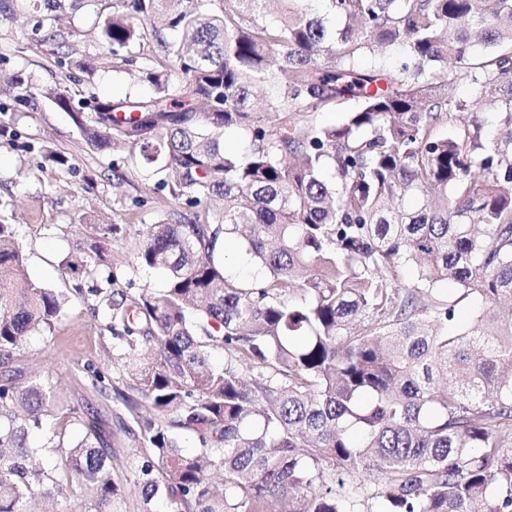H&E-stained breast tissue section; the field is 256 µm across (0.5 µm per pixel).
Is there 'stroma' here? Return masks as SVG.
Instances as JSON below:
<instances>
[{
  "label": "stroma",
  "mask_w": 512,
  "mask_h": 512,
  "mask_svg": "<svg viewBox=\"0 0 512 512\" xmlns=\"http://www.w3.org/2000/svg\"><path fill=\"white\" fill-rule=\"evenodd\" d=\"M120 7L119 0H85L57 19L28 0H0V124L10 130L0 137V222L15 225L30 277L63 295L78 283L99 284L112 264L139 288H159L164 281L162 271L136 266L135 256L145 226L170 210L169 196L136 168L130 149L122 154L127 179L114 184L111 155L90 150L67 112L28 96L29 88L49 86L88 111L97 98L148 94L134 67L116 64L95 30L96 19ZM60 38L75 48V59L61 57ZM78 59L89 62V69L75 67ZM47 148L67 155L70 171L41 168ZM94 244L104 257L97 274L69 272L66 259L84 256ZM110 346L103 320L92 318L78 301L57 323L53 338L28 342L13 376L24 387L40 374L56 384L64 403L88 398L107 416L112 401L89 397L74 373L87 363L109 365Z\"/></svg>",
  "instance_id": "35a3bbf8"
}]
</instances>
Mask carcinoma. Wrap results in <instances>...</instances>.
Returning <instances> with one entry per match:
<instances>
[{
    "instance_id": "obj_1",
    "label": "carcinoma",
    "mask_w": 512,
    "mask_h": 512,
    "mask_svg": "<svg viewBox=\"0 0 512 512\" xmlns=\"http://www.w3.org/2000/svg\"><path fill=\"white\" fill-rule=\"evenodd\" d=\"M310 2L123 0L99 37L114 56L166 48L168 63L139 67L153 94L82 112L36 92L89 149H138L173 209L136 253L163 287L120 288L114 269L74 288L132 377L123 390L110 369L75 374L114 392L136 443L121 459L90 405L9 375L68 299L29 277L0 223V512H128L126 483L143 512L155 498L170 512H512V0ZM348 99L339 125L291 121ZM239 128L242 157L223 140ZM228 243L252 281L227 273ZM474 298L482 311L449 329Z\"/></svg>"
}]
</instances>
